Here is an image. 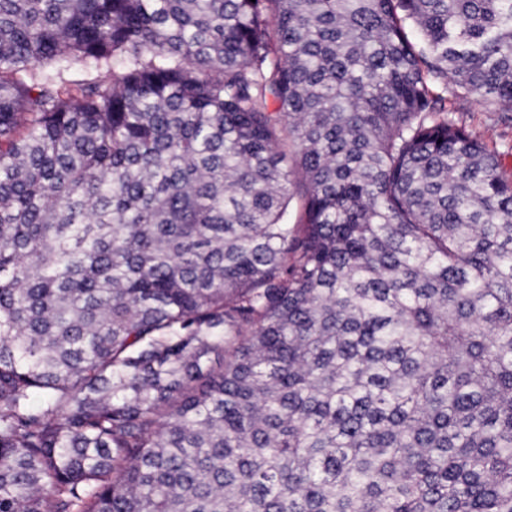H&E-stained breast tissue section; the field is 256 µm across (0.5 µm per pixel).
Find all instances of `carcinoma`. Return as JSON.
Listing matches in <instances>:
<instances>
[{"label":"carcinoma","instance_id":"cac0c4a2","mask_svg":"<svg viewBox=\"0 0 512 512\" xmlns=\"http://www.w3.org/2000/svg\"><path fill=\"white\" fill-rule=\"evenodd\" d=\"M450 84L512 111V0H0V512H512Z\"/></svg>","mask_w":512,"mask_h":512}]
</instances>
